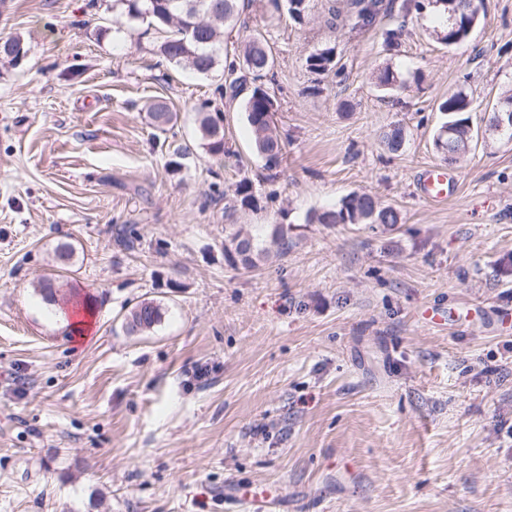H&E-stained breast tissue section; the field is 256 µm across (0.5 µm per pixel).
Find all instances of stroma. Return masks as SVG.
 <instances>
[{
  "label": "stroma",
  "mask_w": 512,
  "mask_h": 512,
  "mask_svg": "<svg viewBox=\"0 0 512 512\" xmlns=\"http://www.w3.org/2000/svg\"><path fill=\"white\" fill-rule=\"evenodd\" d=\"M384 4L352 31L326 23L345 0H314L301 26L240 0L275 57L269 170L239 103L222 105L230 156L199 138L222 69L116 39L112 0H0V38L28 47L0 63V512H225L230 484L278 512H512V140L486 127L512 89V0H485L452 48L434 0ZM322 47L337 65L317 74ZM388 66L413 79L384 98ZM458 89L479 136L449 165L434 136ZM156 99L173 127L152 125ZM430 165L458 178L447 203L417 193ZM244 178L257 206L225 210ZM352 193L401 223H308ZM235 224L264 251L253 270L224 253ZM46 278L90 300L84 333L53 316ZM144 300L161 321L127 333ZM432 306L450 321L425 323Z\"/></svg>",
  "instance_id": "1"
}]
</instances>
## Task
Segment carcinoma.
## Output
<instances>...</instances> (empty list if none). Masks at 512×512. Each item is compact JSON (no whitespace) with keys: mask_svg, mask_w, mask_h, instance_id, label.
Returning <instances> with one entry per match:
<instances>
[{"mask_svg":"<svg viewBox=\"0 0 512 512\" xmlns=\"http://www.w3.org/2000/svg\"><path fill=\"white\" fill-rule=\"evenodd\" d=\"M240 0H113L112 10L118 12L113 20V32H131L141 26V18L149 15L148 27L139 33L144 38L154 35L153 51L167 62L188 69L199 75L211 73L224 52V35L234 30L240 17ZM288 15L302 24L311 11L312 0H287ZM443 7L445 22L442 41L450 46L466 43L480 21L483 0H435ZM383 7L382 0H349L346 11L329 7L327 22L335 27L343 22L353 29H368L373 26ZM453 19L448 24L447 19ZM27 51L23 38L14 36L0 41V60L12 66L18 64L15 54ZM243 61L246 71H240L231 62L224 70V83L219 85V98L234 100L239 90L247 83H256L244 99L243 109L254 135L257 153L265 160L269 169L276 168L283 159V144L270 113L276 111V102L269 89L261 81L274 75L275 59L266 40L259 33L246 36L243 46ZM308 67L317 72L330 71L336 66L334 49L323 47L307 57ZM377 87L384 92H396L406 86L395 71L386 67L376 76ZM438 110L446 113V123L453 126L451 136L435 135L434 145L443 155H452L453 161L462 159L470 150L474 133L468 113L473 111V100L462 89L448 94ZM148 115L153 125L165 130L176 115L163 102L149 107ZM198 129L204 146L213 155H230L224 141V120L221 111L198 112ZM382 141L392 152L402 149L405 137L403 128L395 125L383 133ZM236 197L243 206L255 205L252 186L242 179L235 188ZM317 224H382L392 226L400 223V213L383 206L373 196L354 193L341 200L338 207L316 212L307 217ZM225 251L234 255V261L244 268L255 266L261 255L254 238L241 229L229 235ZM162 318L161 308L152 301H143L125 317V328L129 333H141L151 329Z\"/></svg>","mask_w":512,"mask_h":512,"instance_id":"cac0c4a2","label":"carcinoma"}]
</instances>
